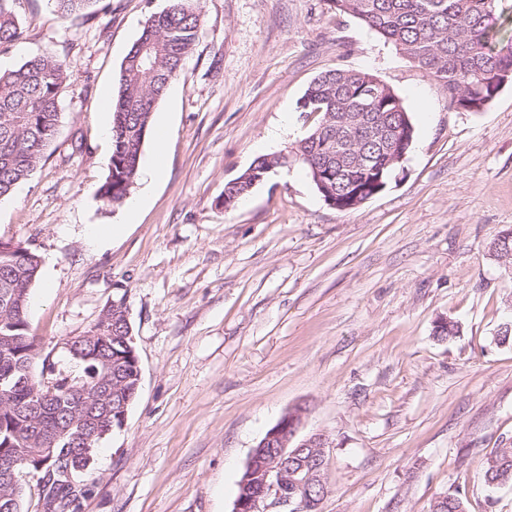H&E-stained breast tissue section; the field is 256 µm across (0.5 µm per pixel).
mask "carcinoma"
Returning a JSON list of instances; mask_svg holds the SVG:
<instances>
[{"label": "carcinoma", "mask_w": 512, "mask_h": 512, "mask_svg": "<svg viewBox=\"0 0 512 512\" xmlns=\"http://www.w3.org/2000/svg\"><path fill=\"white\" fill-rule=\"evenodd\" d=\"M16 0H0V47L23 37L14 11ZM61 16L89 17L100 0H54ZM334 9L362 22L393 44L448 97L451 108L473 112L512 74V40L491 43L501 0H329ZM200 25L189 0H170L153 13L124 57L118 90L112 100V162L99 188L107 205L121 204L134 182L142 147L156 104L192 52ZM65 61L35 56L18 68L0 71V198L27 180L53 143L60 121L59 99L66 86ZM299 109L318 116L308 134L292 150L307 170L317 192L330 206L352 210L382 192L409 152L414 126L401 98L376 75L362 70L332 69L318 75L303 94ZM288 166V155L260 156L224 184V209L246 198L255 183ZM41 266L29 248L0 242V456L9 455L35 469L28 459L39 454L41 438L74 418L100 416L94 390L108 385L112 402L131 407L138 396L137 369L126 361L112 372L104 360H76L81 374L72 385L89 387L88 406L79 409L63 388L48 405L35 365L40 342L30 332L27 310ZM121 349L124 311H109L93 326ZM24 378L19 385L17 380ZM38 478L56 475L76 463L57 454L38 460ZM488 486H512V447L499 449L484 463ZM80 491L51 483L44 493V512H77ZM25 483H12L0 473V512H24ZM433 512H465L461 493L438 498Z\"/></svg>", "instance_id": "carcinoma-1"}]
</instances>
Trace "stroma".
I'll return each mask as SVG.
<instances>
[{"label": "stroma", "mask_w": 512, "mask_h": 512, "mask_svg": "<svg viewBox=\"0 0 512 512\" xmlns=\"http://www.w3.org/2000/svg\"><path fill=\"white\" fill-rule=\"evenodd\" d=\"M168 0H111L69 21L53 0H16L9 68L65 60L61 122L45 159L0 200V240L42 259L27 319L41 355L79 374L64 342L124 300L141 386L122 428L96 446L78 512H234L237 482L281 416L327 439L321 512H512L483 462L512 446V266L490 243L512 229V85L481 112L328 0H193L196 47L158 102L143 144L165 137L163 176L133 192L134 223L98 190L112 156L116 76ZM365 70L415 128L379 194L326 204L291 162L226 210L227 181L292 150L313 126L298 102L322 72ZM289 122L280 139L271 129ZM123 225L101 244L90 226ZM459 325L437 337L439 318Z\"/></svg>", "instance_id": "1"}]
</instances>
